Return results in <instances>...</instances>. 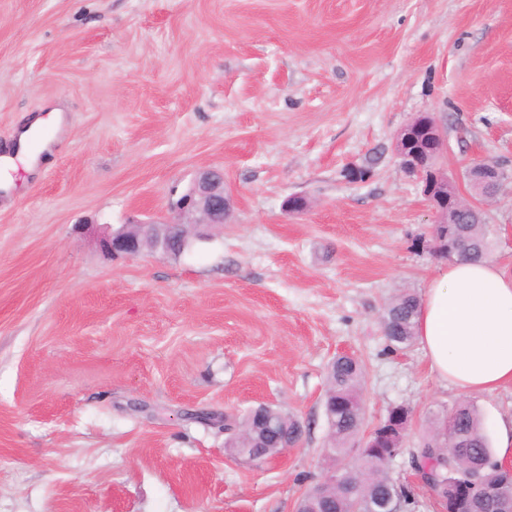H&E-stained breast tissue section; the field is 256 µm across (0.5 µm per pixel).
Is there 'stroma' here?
<instances>
[{
  "instance_id": "stroma-1",
  "label": "stroma",
  "mask_w": 512,
  "mask_h": 512,
  "mask_svg": "<svg viewBox=\"0 0 512 512\" xmlns=\"http://www.w3.org/2000/svg\"><path fill=\"white\" fill-rule=\"evenodd\" d=\"M49 105L48 162L0 194V512H294L334 468L344 352L365 430L410 408L406 452L458 404L491 432L512 416L511 386L457 393L382 331L441 264L393 151L419 115L462 195L472 162L507 173L485 214L512 262V0H0V141ZM208 167L232 195L208 240L100 250L132 213L172 219ZM261 404L305 435L247 463L224 418ZM406 452L389 471L413 512H442Z\"/></svg>"
}]
</instances>
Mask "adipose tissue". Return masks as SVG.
Returning a JSON list of instances; mask_svg holds the SVG:
<instances>
[{
    "label": "adipose tissue",
    "mask_w": 512,
    "mask_h": 512,
    "mask_svg": "<svg viewBox=\"0 0 512 512\" xmlns=\"http://www.w3.org/2000/svg\"><path fill=\"white\" fill-rule=\"evenodd\" d=\"M416 336L437 377L464 392L512 384V269L492 261L439 267Z\"/></svg>",
    "instance_id": "obj_1"
}]
</instances>
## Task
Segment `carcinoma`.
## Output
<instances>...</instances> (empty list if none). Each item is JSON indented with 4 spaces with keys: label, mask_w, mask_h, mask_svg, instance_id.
Returning <instances> with one entry per match:
<instances>
[{
    "label": "carcinoma",
    "mask_w": 512,
    "mask_h": 512,
    "mask_svg": "<svg viewBox=\"0 0 512 512\" xmlns=\"http://www.w3.org/2000/svg\"><path fill=\"white\" fill-rule=\"evenodd\" d=\"M435 228L434 252L448 257V249L459 253L458 260L478 262L488 258L492 248V229L480 211L470 212L461 223ZM420 300L404 291L385 307L383 331L389 343L405 348L415 340V319ZM329 390L325 401L330 441L338 454H345L361 443L360 433L364 408L360 398L363 371L357 359L339 356L329 370ZM265 409L248 411L239 422V433L229 435L224 446L249 462L276 454L281 437L300 442L303 427L292 415L282 414L278 436L265 435L262 429L251 430L248 423L268 419ZM410 463L419 480L433 489H440L442 499L448 490L464 485L469 495L459 512H512V472L502 469L494 458L489 436L477 409L468 403L453 408L442 428L429 437L423 447L410 451ZM307 512H390L396 504L402 512H412L411 490L399 484L388 470V462L368 448L357 449L352 472L338 474L328 484V493L307 492L302 500Z\"/></svg>",
    "instance_id": "cac0c4a2"
}]
</instances>
